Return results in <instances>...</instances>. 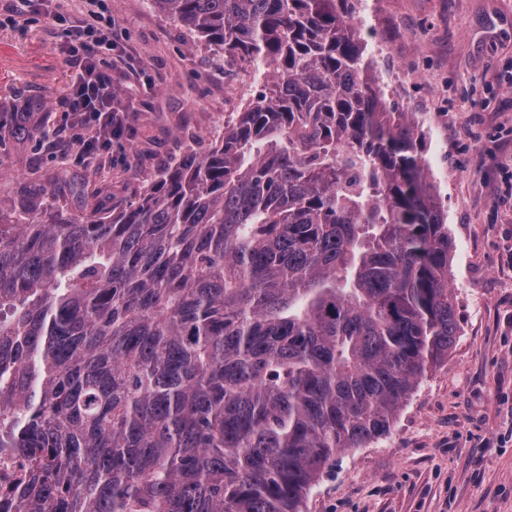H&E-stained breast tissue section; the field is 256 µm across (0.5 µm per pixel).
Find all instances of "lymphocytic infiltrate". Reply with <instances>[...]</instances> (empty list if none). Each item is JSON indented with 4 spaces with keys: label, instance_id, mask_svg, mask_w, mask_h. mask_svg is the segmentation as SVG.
<instances>
[{
    "label": "lymphocytic infiltrate",
    "instance_id": "obj_1",
    "mask_svg": "<svg viewBox=\"0 0 512 512\" xmlns=\"http://www.w3.org/2000/svg\"><path fill=\"white\" fill-rule=\"evenodd\" d=\"M45 15L63 26L65 47L75 72L64 87L62 100L67 111L79 118L87 132L83 145L88 151L107 148L125 132L123 121L114 120L112 85L114 65L128 67L127 58L113 60L112 20L107 17L105 0H40Z\"/></svg>",
    "mask_w": 512,
    "mask_h": 512
}]
</instances>
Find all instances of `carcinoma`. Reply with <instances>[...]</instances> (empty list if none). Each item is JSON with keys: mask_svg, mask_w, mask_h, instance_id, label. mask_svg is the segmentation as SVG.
I'll use <instances>...</instances> for the list:
<instances>
[{"mask_svg": "<svg viewBox=\"0 0 512 512\" xmlns=\"http://www.w3.org/2000/svg\"><path fill=\"white\" fill-rule=\"evenodd\" d=\"M149 2L272 81L137 202L0 220V512H301L456 342L446 216L350 0ZM45 110L0 104V144ZM21 458L0 452V501H4L6 491L10 489L16 474L20 470Z\"/></svg>", "mask_w": 512, "mask_h": 512, "instance_id": "carcinoma-1", "label": "carcinoma"}]
</instances>
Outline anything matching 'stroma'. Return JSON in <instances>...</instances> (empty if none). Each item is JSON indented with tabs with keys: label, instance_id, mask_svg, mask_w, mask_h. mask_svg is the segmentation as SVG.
I'll return each instance as SVG.
<instances>
[{
	"label": "stroma",
	"instance_id": "1",
	"mask_svg": "<svg viewBox=\"0 0 512 512\" xmlns=\"http://www.w3.org/2000/svg\"><path fill=\"white\" fill-rule=\"evenodd\" d=\"M414 80L398 111L426 106L427 176L454 242L450 285L459 335L419 380L390 433L336 453L304 512H512V0H383L361 27ZM118 50L152 82L118 80L132 99L127 131L88 166L61 100L72 64L44 13L0 0V102L46 101L48 129L76 142L66 154L32 139L0 144V195L38 189L84 219L138 201L159 171L206 150L243 104L224 96L240 62L212 69L203 48L149 0H112Z\"/></svg>",
	"mask_w": 512,
	"mask_h": 512
}]
</instances>
